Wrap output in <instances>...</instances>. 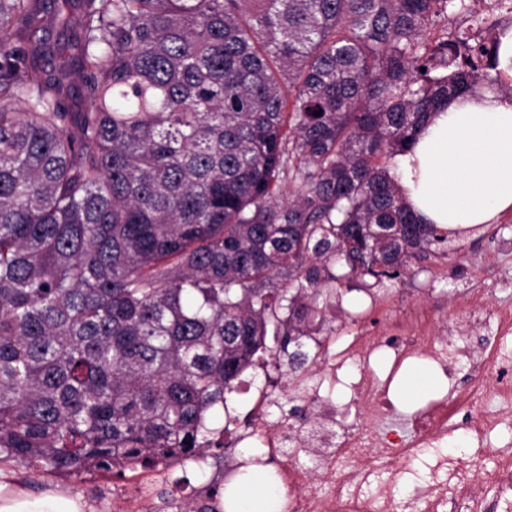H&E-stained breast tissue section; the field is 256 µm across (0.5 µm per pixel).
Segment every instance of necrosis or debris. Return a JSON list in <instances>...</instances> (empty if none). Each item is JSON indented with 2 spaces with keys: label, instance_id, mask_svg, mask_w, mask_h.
Returning <instances> with one entry per match:
<instances>
[{
  "label": "necrosis or debris",
  "instance_id": "1",
  "mask_svg": "<svg viewBox=\"0 0 512 512\" xmlns=\"http://www.w3.org/2000/svg\"><path fill=\"white\" fill-rule=\"evenodd\" d=\"M475 330L480 340H473ZM511 334L512 303L487 305L474 289L462 315L444 329L420 308L390 322L386 331L365 329L341 345L335 335L317 337V364L328 388L345 384L350 398L339 405L329 394H313L316 420L334 430L314 466L283 462L285 449L300 447L301 433L288 422H270L277 404L272 393L258 394L252 423L238 438H262L252 462L270 468L272 478L287 488L282 512H394L397 485L426 449L434 451L435 461L426 487L402 503L405 512H512V448H478L465 461L444 451L449 433L462 430L481 441L512 421V350L506 344ZM414 357L441 370L451 391L418 408L410 429H397L390 424L389 382L372 365L387 363L394 375ZM348 363L358 373L344 382L338 371ZM314 482L323 484V491L311 490Z\"/></svg>",
  "mask_w": 512,
  "mask_h": 512
}]
</instances>
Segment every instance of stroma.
<instances>
[{"label": "stroma", "instance_id": "obj_1", "mask_svg": "<svg viewBox=\"0 0 512 512\" xmlns=\"http://www.w3.org/2000/svg\"><path fill=\"white\" fill-rule=\"evenodd\" d=\"M481 253L492 267L488 287L490 303H512V214H506L474 235L453 240L447 255L411 261L408 273L392 283L372 288L361 279H345L342 307L336 312V327L361 325L380 330L385 325L387 312L405 313L418 306L426 307L438 320L447 319L449 313L458 310L461 290L470 280V263ZM243 378L250 386L249 391L241 390L228 397L229 412L237 423H244L250 416L252 399L263 389L275 393L285 410L295 411L297 422L309 419L305 396L289 380L286 371L257 367L245 372ZM224 444L223 461L210 458L201 465L189 461L155 470L139 469L127 472L121 479L101 474L78 477L39 474L16 464L10 465L9 470L16 481L34 493L52 485L82 494L96 512H113L119 505L136 512L142 502L130 497L133 486L147 485L153 493L169 492L179 500L190 498L206 486L223 484L225 463L247 458L250 449L261 446L255 439L250 447H243L229 431H225Z\"/></svg>", "mask_w": 512, "mask_h": 512}]
</instances>
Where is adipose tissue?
<instances>
[{
  "mask_svg": "<svg viewBox=\"0 0 512 512\" xmlns=\"http://www.w3.org/2000/svg\"><path fill=\"white\" fill-rule=\"evenodd\" d=\"M394 176L412 212L451 231L491 224L512 213V100L484 87L433 113L413 145L394 160ZM275 485L239 486L225 512H271ZM77 493L45 488L34 495L0 477V512H88Z\"/></svg>",
  "mask_w": 512,
  "mask_h": 512,
  "instance_id": "adipose-tissue-1",
  "label": "adipose tissue"
}]
</instances>
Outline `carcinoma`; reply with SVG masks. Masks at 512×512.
<instances>
[{
  "instance_id": "cac0c4a2",
  "label": "carcinoma",
  "mask_w": 512,
  "mask_h": 512,
  "mask_svg": "<svg viewBox=\"0 0 512 512\" xmlns=\"http://www.w3.org/2000/svg\"><path fill=\"white\" fill-rule=\"evenodd\" d=\"M477 2L0 0V463L203 461L249 368L315 363L345 276L448 254L378 159L497 81L498 26L428 37Z\"/></svg>"
}]
</instances>
